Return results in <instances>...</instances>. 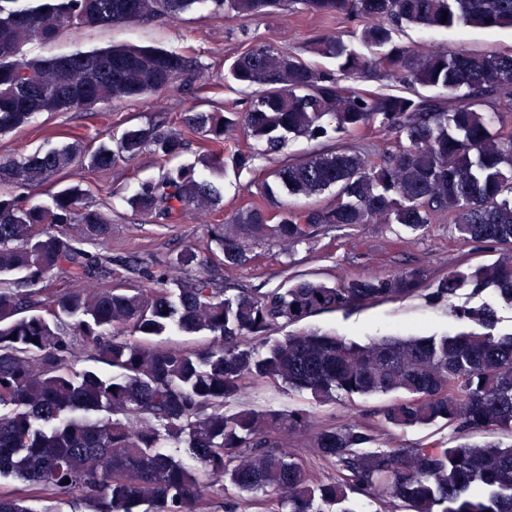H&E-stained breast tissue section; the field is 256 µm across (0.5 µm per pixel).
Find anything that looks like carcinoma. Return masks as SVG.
<instances>
[{
  "label": "carcinoma",
  "mask_w": 512,
  "mask_h": 512,
  "mask_svg": "<svg viewBox=\"0 0 512 512\" xmlns=\"http://www.w3.org/2000/svg\"><path fill=\"white\" fill-rule=\"evenodd\" d=\"M0 0V134L36 114L94 111L120 98L160 94L199 69L187 52L129 45L52 58L29 57L31 43L47 46L63 32L112 27L156 15H177L197 3L243 20L277 9L283 0ZM316 15H342L360 28L370 54L338 37L317 36L307 52L336 62L326 70L269 46L238 56L228 78L250 90L246 111L214 106L176 120L112 136L91 150L75 142L35 152L22 162L0 159V183L17 189L88 165L106 171L149 148L174 156L202 143L201 161L223 168L224 132L242 123L247 134L279 151L291 135L322 137L374 128L406 140L375 154L338 148L285 163L273 171L289 195L336 189L328 207L303 212L252 206L224 218L220 190L192 166L169 169L142 185L127 205L164 224L190 210L212 214L213 242L222 264L247 261L250 246L274 239L295 247L321 228L390 224L408 232L448 215L456 238L495 247L489 264L452 271L435 283L434 302L449 305L465 324L454 335L386 336L366 343L304 330L271 344L264 355L242 340L265 343L280 323L367 302L409 298L429 273L421 266L383 277L348 278L338 285L301 277L264 295L225 296L208 272L158 279L131 293L112 285L138 271L123 256L89 259L84 241L107 238L112 215L81 206L77 185L51 195V204L0 194V478L23 484L0 494V512H35L27 493L78 492L89 512H203L207 485L167 453L183 444L200 469L229 480L247 501L269 497L278 512H363L349 495L380 493L407 512H512V445H438L368 450L375 437L356 419L320 430L314 453L339 468L326 483L286 451L282 431L308 425L286 415L244 408L224 413L248 381L308 391L316 400L396 394L383 423L408 428L442 422L457 430L493 427L512 434V331L498 329L490 303L457 306L460 291L493 292L512 309V126L496 127L486 109L512 110L497 100L512 85V52L463 48L417 54L395 39L405 25L432 30L467 26L512 29V0H302ZM447 20H442V15ZM392 79L410 96L367 92L354 83ZM439 94L426 96L416 88ZM81 225L82 236L65 227ZM95 265L104 285L55 290L54 279H83ZM205 332L203 351L156 348L168 329ZM112 368L77 369V347ZM70 483L63 484L64 480Z\"/></svg>",
  "instance_id": "1"
}]
</instances>
